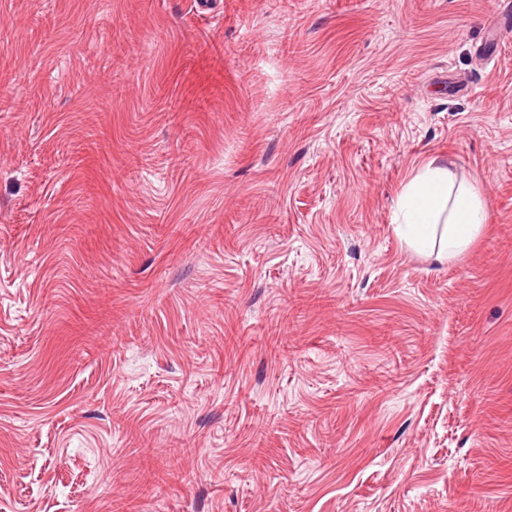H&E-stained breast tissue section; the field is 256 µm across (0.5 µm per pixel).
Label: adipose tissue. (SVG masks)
<instances>
[{
  "label": "adipose tissue",
  "mask_w": 512,
  "mask_h": 512,
  "mask_svg": "<svg viewBox=\"0 0 512 512\" xmlns=\"http://www.w3.org/2000/svg\"><path fill=\"white\" fill-rule=\"evenodd\" d=\"M394 222L410 246L442 263L467 250L486 222V209L479 191L457 180L435 155L403 188Z\"/></svg>",
  "instance_id": "adipose-tissue-1"
}]
</instances>
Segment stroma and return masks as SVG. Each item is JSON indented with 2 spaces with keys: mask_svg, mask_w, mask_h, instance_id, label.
<instances>
[{
  "mask_svg": "<svg viewBox=\"0 0 512 512\" xmlns=\"http://www.w3.org/2000/svg\"><path fill=\"white\" fill-rule=\"evenodd\" d=\"M506 14L0 0V512H512ZM393 223L410 246L442 263L467 250L486 224V209L479 191L435 155L403 188Z\"/></svg>",
  "mask_w": 512,
  "mask_h": 512,
  "instance_id": "1",
  "label": "stroma"
}]
</instances>
